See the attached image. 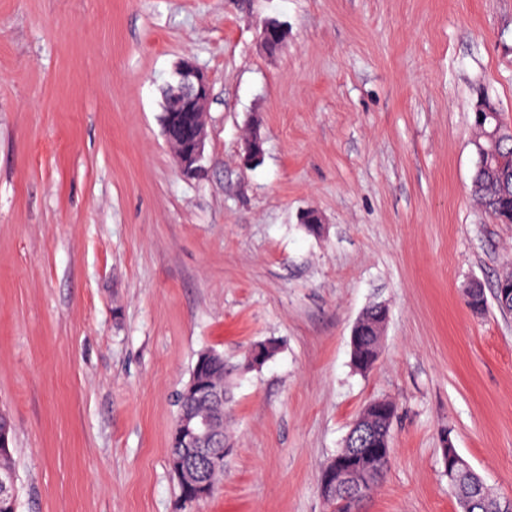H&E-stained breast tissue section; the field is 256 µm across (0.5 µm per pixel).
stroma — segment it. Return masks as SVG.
Segmentation results:
<instances>
[{
  "label": "stroma",
  "instance_id": "obj_1",
  "mask_svg": "<svg viewBox=\"0 0 512 512\" xmlns=\"http://www.w3.org/2000/svg\"><path fill=\"white\" fill-rule=\"evenodd\" d=\"M269 17L288 29L273 55ZM186 57L212 83L197 178L160 121ZM481 92L512 124V0H0L18 512H330L320 468L378 398L392 457L363 512H458L445 438L512 496V315L462 296L512 267V224L470 193ZM375 302L361 374L349 338ZM264 340L278 353L240 372ZM207 349L231 367L233 450L189 502L169 438ZM288 37V32L281 22L265 20L260 27L258 40L261 47L267 53L280 50ZM384 318L379 317L377 311H370L362 323V329L365 332L362 343L354 349H351V363L356 371L360 373H368L373 368L366 367L362 370L359 363H365L366 366L371 365L374 357L379 351V330Z\"/></svg>",
  "mask_w": 512,
  "mask_h": 512
}]
</instances>
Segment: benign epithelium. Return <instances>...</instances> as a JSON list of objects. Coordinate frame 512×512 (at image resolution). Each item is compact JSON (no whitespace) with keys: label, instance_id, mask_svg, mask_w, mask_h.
Returning a JSON list of instances; mask_svg holds the SVG:
<instances>
[{"label":"benign epithelium","instance_id":"benign-epithelium-1","mask_svg":"<svg viewBox=\"0 0 512 512\" xmlns=\"http://www.w3.org/2000/svg\"><path fill=\"white\" fill-rule=\"evenodd\" d=\"M288 32L280 22L266 20L261 24L258 40L267 53H273L284 45ZM167 103V123L164 138L173 151L177 165L183 175L196 177L203 171L202 160L207 140L205 109L211 96V85L206 73L190 60L181 61L173 72V79L164 90ZM185 396L198 398L213 407L224 406V391L203 388L197 383L188 386ZM180 436L183 451L175 459L174 467L181 479L198 483L200 494L207 496L211 486L203 481L210 467L224 464L223 454L212 456L208 449L218 448L224 442L220 425L207 415H196L182 421ZM362 474L345 463H338L331 471L327 484L338 490L351 489L360 483ZM16 472L0 465V505L8 508L16 501Z\"/></svg>","mask_w":512,"mask_h":512}]
</instances>
